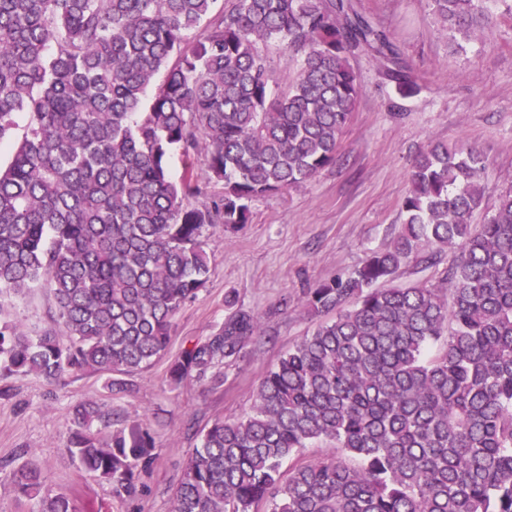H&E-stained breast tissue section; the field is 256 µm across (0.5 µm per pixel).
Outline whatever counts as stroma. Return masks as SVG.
<instances>
[{
	"instance_id": "1",
	"label": "stroma",
	"mask_w": 512,
	"mask_h": 512,
	"mask_svg": "<svg viewBox=\"0 0 512 512\" xmlns=\"http://www.w3.org/2000/svg\"><path fill=\"white\" fill-rule=\"evenodd\" d=\"M388 29L415 69L421 91L403 98L383 84L374 64L357 59L362 94L340 143V160L282 194L251 205L249 224L205 234L210 276L205 290L177 314L167 357L131 375L80 373L50 385L33 376L0 379V512H22L12 470L37 462L53 484L85 499L111 501L112 512H171L182 468L214 418L250 413L260 379L317 316L302 302L316 284L345 276L372 250L386 248L404 222L401 202L414 158L434 141L465 144L485 159V195L473 216L482 223L498 195L512 188V20L490 39L454 53L436 30L430 0H362ZM257 315L266 337L248 357L224 368L210 390L170 387L167 367L191 341L209 335L229 309L227 296ZM24 330L55 327L48 290L12 301ZM93 400L114 408L155 440V460L141 473L137 495L112 501L107 485L81 471L62 449L73 407Z\"/></svg>"
}]
</instances>
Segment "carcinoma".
I'll return each instance as SVG.
<instances>
[{
    "instance_id": "obj_1",
    "label": "carcinoma",
    "mask_w": 512,
    "mask_h": 512,
    "mask_svg": "<svg viewBox=\"0 0 512 512\" xmlns=\"http://www.w3.org/2000/svg\"><path fill=\"white\" fill-rule=\"evenodd\" d=\"M499 0H431L454 52L499 23ZM292 53L281 84L268 48ZM369 58L408 98L421 87L359 0H0V379L132 374L163 357L208 281L204 233L337 162ZM174 153L180 177L168 169ZM208 181L222 191L208 195ZM483 156L434 143L414 159L393 244L317 284L322 317L267 371L249 414L202 431L172 512H512V188L475 225ZM438 280L394 286L407 264ZM42 285L65 329L31 336L6 297ZM263 336L236 309L169 364L177 387L224 384ZM63 448L112 498L154 461L146 430L95 402ZM321 443L333 449L293 468ZM28 512H111L12 473Z\"/></svg>"
}]
</instances>
